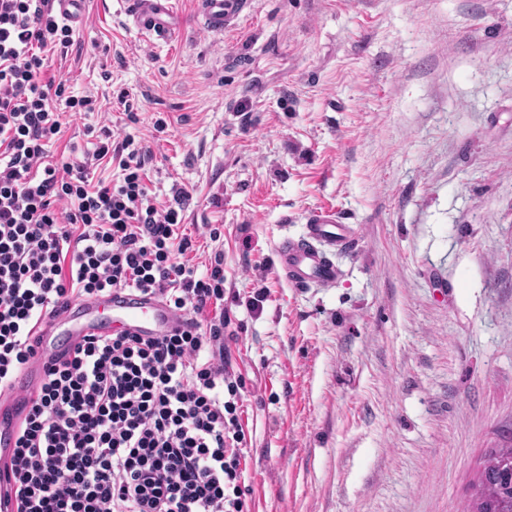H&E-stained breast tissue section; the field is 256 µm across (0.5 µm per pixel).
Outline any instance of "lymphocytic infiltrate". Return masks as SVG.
I'll return each instance as SVG.
<instances>
[{
	"label": "lymphocytic infiltrate",
	"mask_w": 512,
	"mask_h": 512,
	"mask_svg": "<svg viewBox=\"0 0 512 512\" xmlns=\"http://www.w3.org/2000/svg\"><path fill=\"white\" fill-rule=\"evenodd\" d=\"M73 43L49 0H0V396L35 358V329L71 298L156 295L182 326L146 341L87 336L50 359L8 463L15 512H252L224 253L206 271L191 264L179 231L190 194L157 201L151 151L133 136L103 131L87 160L51 154L62 115L94 109L43 78ZM102 160L117 179H95Z\"/></svg>",
	"instance_id": "obj_1"
}]
</instances>
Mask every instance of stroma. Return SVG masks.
I'll use <instances>...</instances> for the list:
<instances>
[{
    "label": "stroma",
    "mask_w": 512,
    "mask_h": 512,
    "mask_svg": "<svg viewBox=\"0 0 512 512\" xmlns=\"http://www.w3.org/2000/svg\"><path fill=\"white\" fill-rule=\"evenodd\" d=\"M179 9L152 42L90 0L45 76L97 108L50 151L147 140L196 264L223 250L253 512H469L512 444V0H247L221 32ZM317 208L357 237L340 281L293 288L275 246Z\"/></svg>",
    "instance_id": "obj_1"
}]
</instances>
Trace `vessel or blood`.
Returning <instances> with one entry per match:
<instances>
[{"label": "vessel or blood", "mask_w": 512, "mask_h": 512, "mask_svg": "<svg viewBox=\"0 0 512 512\" xmlns=\"http://www.w3.org/2000/svg\"><path fill=\"white\" fill-rule=\"evenodd\" d=\"M51 4L70 25L82 23V0H51ZM196 4L206 26L214 31L223 30L242 10L241 0H196ZM125 10L135 28L153 39L170 41L182 26L176 0H125ZM354 238L353 226L343 223L335 211H313L306 218V230L300 239L288 238L279 244L276 252L279 272L296 288L336 281L340 268L333 256L347 249ZM178 326L175 315L159 298L116 289L101 298L72 299L63 334L72 344L87 335H108L113 329L148 339L169 335ZM40 334L42 339L35 360L18 378L17 394L0 403V459L5 461L12 454L23 418L18 410L19 393L39 380L45 364L56 351L50 327L41 328Z\"/></svg>", "instance_id": "vessel-or-blood-1"}]
</instances>
